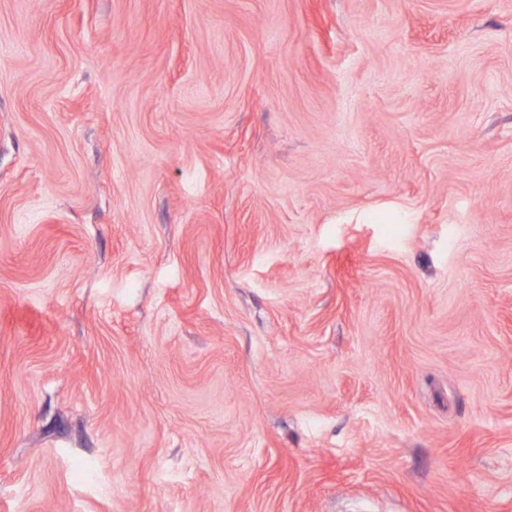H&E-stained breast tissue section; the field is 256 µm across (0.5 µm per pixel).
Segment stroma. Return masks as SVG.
I'll use <instances>...</instances> for the list:
<instances>
[{
  "label": "stroma",
  "instance_id": "35a3bbf8",
  "mask_svg": "<svg viewBox=\"0 0 512 512\" xmlns=\"http://www.w3.org/2000/svg\"><path fill=\"white\" fill-rule=\"evenodd\" d=\"M0 512H512V0H0Z\"/></svg>",
  "mask_w": 512,
  "mask_h": 512
}]
</instances>
